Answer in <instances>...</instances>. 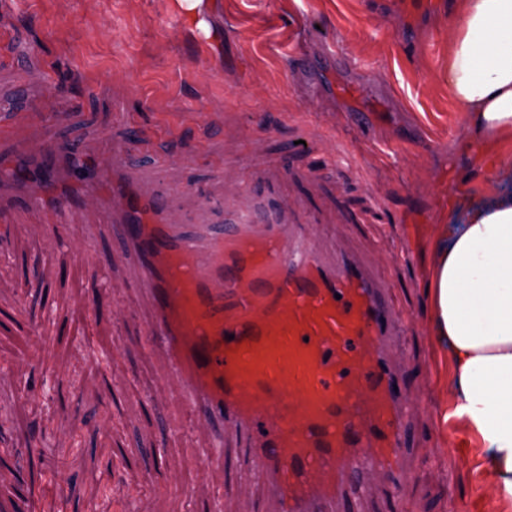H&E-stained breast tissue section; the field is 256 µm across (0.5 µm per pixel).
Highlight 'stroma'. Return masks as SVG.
Instances as JSON below:
<instances>
[{
    "label": "stroma",
    "instance_id": "35a3bbf8",
    "mask_svg": "<svg viewBox=\"0 0 512 512\" xmlns=\"http://www.w3.org/2000/svg\"><path fill=\"white\" fill-rule=\"evenodd\" d=\"M176 17L172 0H0V99L27 91L29 112L21 125L0 112V168L30 142H76L84 151L70 175L77 187L110 148L158 167L186 189L189 209L203 193L223 194L226 160L255 155L245 189L281 180L315 219L321 242L370 262L408 318L392 339L399 393L411 406L406 477L394 489L366 476V495L336 503L335 512H448L452 500L488 512L473 440L458 452L440 432L443 368L425 295L437 224L462 222L466 204L512 195V140L486 167L461 149L469 131L448 94V33L463 20L459 7L414 19L392 4L373 13L367 0H212L218 55ZM374 199L386 223L350 222ZM46 220L36 210L15 217L11 264L0 274V502L31 462L73 476L59 503L49 483H35L30 498L45 512L93 504L107 512L119 455L155 470L145 491L150 512H205L217 498L224 512H278L252 481L255 465L236 429L224 431L222 459L196 465L209 438L190 427L182 392L166 381L167 359L139 330L152 303L131 285L133 258L98 231L95 248L112 256L108 274L131 322L82 313L89 269L63 252L43 254ZM33 276L53 310L36 360L22 349L27 327L16 311L18 287ZM49 368L74 386L46 401ZM103 419L110 432L98 431ZM169 470L180 486L169 485Z\"/></svg>",
    "mask_w": 512,
    "mask_h": 512
}]
</instances>
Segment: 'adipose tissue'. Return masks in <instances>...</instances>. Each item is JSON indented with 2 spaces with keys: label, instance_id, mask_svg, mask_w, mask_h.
Listing matches in <instances>:
<instances>
[{
  "label": "adipose tissue",
  "instance_id": "ef3b65f1",
  "mask_svg": "<svg viewBox=\"0 0 512 512\" xmlns=\"http://www.w3.org/2000/svg\"><path fill=\"white\" fill-rule=\"evenodd\" d=\"M460 11L448 92L490 156L512 139V0H461ZM428 266V328L448 356L452 415L493 501L512 512V196L437 225Z\"/></svg>",
  "mask_w": 512,
  "mask_h": 512
}]
</instances>
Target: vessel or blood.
I'll list each match as a JSON object with an SVG mask.
<instances>
[{
	"mask_svg": "<svg viewBox=\"0 0 512 512\" xmlns=\"http://www.w3.org/2000/svg\"><path fill=\"white\" fill-rule=\"evenodd\" d=\"M80 157L75 145L36 143L25 159L45 178L19 184L0 174V259L22 199L51 218L46 251L64 246L75 261L92 263L86 306L112 307V288L84 235L62 229L93 210L125 239L153 303L144 333L167 358L168 380L181 388L194 429L212 442L198 449V461L215 459L225 427L260 426L248 452L280 512H320L360 496L363 475L373 471L399 481L407 410L386 357L398 316L382 285L344 251L325 255L301 206L274 203L277 184L244 200L235 191L206 198L204 211L191 213L178 205L175 185L146 181L113 154L76 193L50 195V178ZM212 212L223 213L228 230L209 224ZM40 288L29 280L17 303L34 353L46 344L44 315L31 311ZM154 479L142 470L113 486L121 512H148L139 490Z\"/></svg>",
	"mask_w": 512,
	"mask_h": 512,
	"instance_id": "obj_1",
	"label": "vessel or blood"
}]
</instances>
